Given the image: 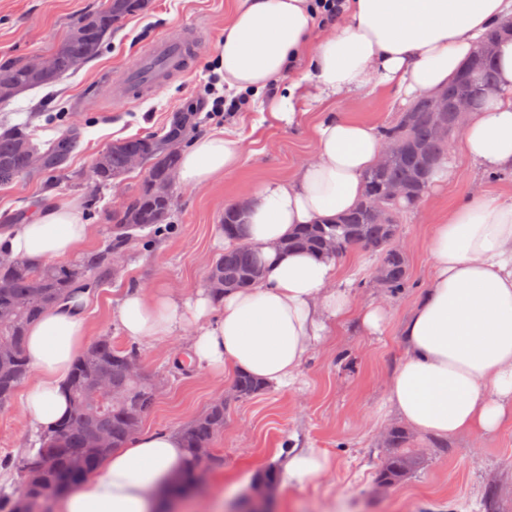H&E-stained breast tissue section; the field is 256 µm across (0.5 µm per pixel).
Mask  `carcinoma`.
<instances>
[{
  "label": "carcinoma",
  "mask_w": 512,
  "mask_h": 512,
  "mask_svg": "<svg viewBox=\"0 0 512 512\" xmlns=\"http://www.w3.org/2000/svg\"><path fill=\"white\" fill-rule=\"evenodd\" d=\"M148 7L149 0H105L99 9L81 16L72 24L66 40L53 51L58 62L52 73L32 71L26 58L0 62V104L4 106L32 88L51 86L60 77L75 72L99 55L112 30L127 18L145 13ZM494 88L492 59L473 54L462 71L440 88L448 101V111L436 112L430 100L418 99L382 131L384 142L393 148V157L387 166L365 171L358 202L333 221L299 225L280 249L334 259L353 251L371 253L377 258L375 276L382 287L393 293L407 288V256L395 251L392 243L400 235V214L421 205L432 176L448 158L452 139L439 135L437 125L443 121L453 128L455 101L461 92H469L474 105L479 106ZM181 116L180 123L172 121L157 132L110 144L88 171L79 174L70 169L69 161L81 146L83 125L61 114L59 119L65 122V130L42 143L34 142V133L25 123L0 125V185L21 176L36 181L51 177L73 179L95 202L103 190L112 187V177L132 172L128 166L130 156H139L143 163L137 188L112 207L109 234L97 250L69 265H36L23 258L0 256V342L10 344L8 352H0L1 409L11 402L29 372V327L47 311L74 299L78 282L89 290L116 275L129 245L136 240V231L149 230L141 239L148 245L173 230L170 218L174 196L169 176L178 170L184 147L197 133L194 115L183 112ZM396 183L407 186V196L399 201L387 195L389 187ZM243 216L239 201L224 205L222 231L241 243L206 268V287L216 296L248 288L263 274L261 257L244 241ZM135 359H140L136 348H119L109 336L99 337L78 356L67 380L70 411L53 430L39 435L40 447L34 457L43 462L42 471L35 478L24 476L15 494L7 498L0 494V512H55L58 500L95 472L112 449L123 447L139 431L138 423L153 409L157 393L154 381L146 375L134 378L128 373V364ZM102 378L110 382L112 392L103 394L93 409L77 414L84 393ZM264 390L265 386L254 378L239 375L226 397L210 403L183 429L184 467L163 493L172 489L178 495L190 493L201 484L197 449L212 447L216 435L224 430V401H247ZM101 438L107 440V447L96 446ZM408 443L404 432H390L388 447L398 452L383 469L382 483L395 484L417 468L419 457L403 451ZM277 481V470L269 468L254 479L250 491L274 488Z\"/></svg>",
  "instance_id": "1"
}]
</instances>
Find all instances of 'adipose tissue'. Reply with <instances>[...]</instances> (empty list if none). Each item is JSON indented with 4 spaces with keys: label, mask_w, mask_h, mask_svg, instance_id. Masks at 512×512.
I'll return each instance as SVG.
<instances>
[{
    "label": "adipose tissue",
    "mask_w": 512,
    "mask_h": 512,
    "mask_svg": "<svg viewBox=\"0 0 512 512\" xmlns=\"http://www.w3.org/2000/svg\"><path fill=\"white\" fill-rule=\"evenodd\" d=\"M309 0H234L216 70L227 90L263 96L294 72L265 123L293 124L313 108L385 85L401 102L444 86L491 27L512 16V0H347L342 17L315 31ZM497 90L475 108L458 148L480 171L512 172V39L497 53ZM316 148L291 178L269 180L248 197L247 240L264 261L251 288L221 297L200 291L180 300L167 289L125 290L113 312L123 335L159 342L184 333L191 365L216 376L250 375L280 390L330 324L353 308L336 260L282 253L296 225L332 220L356 203L364 172L383 143L374 127L333 113L314 127ZM242 159L238 141L209 134L184 151L178 171L187 186L209 184ZM90 236L81 206L62 200L30 224L0 233V250L34 263L77 253ZM429 285L403 324V355L386 399L411 431L449 442L486 436L512 423V200L476 194L433 225L427 241ZM88 341L82 309L62 305L29 330L33 369L21 403L31 427L51 429L69 410L65 382ZM185 456L176 432L141 433L112 451L97 478L68 494L64 512H153L152 494ZM285 484L328 473L327 453L278 452Z\"/></svg>",
    "instance_id": "adipose-tissue-1"
}]
</instances>
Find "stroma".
<instances>
[{
  "label": "stroma",
  "mask_w": 512,
  "mask_h": 512,
  "mask_svg": "<svg viewBox=\"0 0 512 512\" xmlns=\"http://www.w3.org/2000/svg\"><path fill=\"white\" fill-rule=\"evenodd\" d=\"M103 0H0V61L55 50L73 22L99 8ZM233 0H152L147 14L125 20L105 41L99 56L56 84L17 95L0 107V123H30L38 140L59 136L61 126L48 124L52 110L75 113L86 128L81 147L70 160L73 170H88L113 141L158 131L173 113L202 103L214 74ZM202 29L200 51L189 74L162 88L127 101L114 100L113 86L160 34L182 27ZM336 111L381 128L404 107L384 86L360 97L338 101ZM314 111L298 126L258 125L255 108L213 118L201 111L200 134L232 130L243 146L240 166L210 187L175 186L171 216L174 234L158 238L152 248L132 242L116 277L83 295L91 337L108 336L120 347L129 341L113 320L125 289L163 286L186 299L204 288V268L223 253L220 224L224 205L263 182L284 179L315 152ZM512 196V172L496 179L464 158L440 190L428 191L417 210L400 217L412 288L393 295L375 281L376 257L355 251L340 262L357 307L383 304L388 316L382 333L371 334L357 317L331 325L325 340L303 364L298 384L266 390L244 402L230 403L224 430L213 444L215 463L208 492L183 505L181 512H227L251 479L275 463L277 449L288 443L327 452L332 471L298 486L279 485L275 512H512V426L484 437L462 435L439 443L411 434L421 467L394 486L381 488L380 475L392 450L385 438L402 424L386 402V384L402 354L401 329L431 277L427 238L453 206L471 194ZM86 202L84 190L65 179L45 182L24 177L0 186V217L40 210L55 199ZM171 346L140 345L144 371L164 382L143 431L181 432L214 399L227 381L190 366L175 369ZM20 398L0 410V491L22 483V460L37 446Z\"/></svg>",
  "instance_id": "stroma-1"
}]
</instances>
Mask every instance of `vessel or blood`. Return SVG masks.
Returning a JSON list of instances; mask_svg holds the SVG:
<instances>
[{"label": "vessel or blood", "instance_id": "vessel-or-blood-1", "mask_svg": "<svg viewBox=\"0 0 512 512\" xmlns=\"http://www.w3.org/2000/svg\"><path fill=\"white\" fill-rule=\"evenodd\" d=\"M194 40L195 32L191 29L156 38L151 49L128 71L125 82L116 87L115 98H128L134 89L152 91L175 75L186 73L193 60Z\"/></svg>", "mask_w": 512, "mask_h": 512}]
</instances>
